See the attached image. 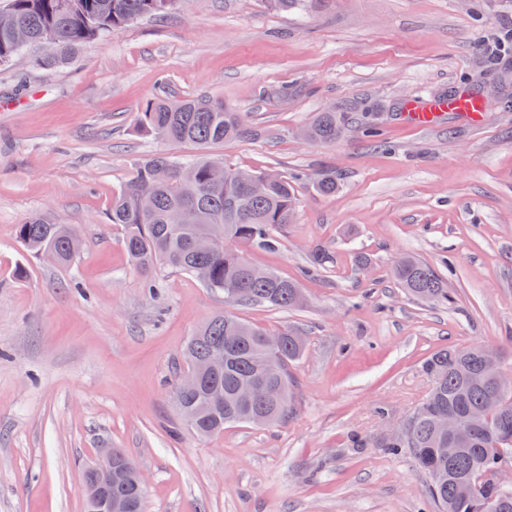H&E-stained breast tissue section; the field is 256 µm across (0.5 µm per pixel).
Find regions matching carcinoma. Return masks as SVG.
Returning a JSON list of instances; mask_svg holds the SVG:
<instances>
[{
	"instance_id": "obj_1",
	"label": "carcinoma",
	"mask_w": 512,
	"mask_h": 512,
	"mask_svg": "<svg viewBox=\"0 0 512 512\" xmlns=\"http://www.w3.org/2000/svg\"><path fill=\"white\" fill-rule=\"evenodd\" d=\"M176 0H6L0 6V66L21 49L15 33L22 30L35 45L56 35L55 56L49 66L69 62L76 50L112 34L133 21L168 13ZM274 10H310L319 0H267ZM138 130L172 143L205 147L231 139H251L258 130L241 113L219 99L200 98L148 102L135 115ZM343 133L338 112H318L302 129L314 143L336 141ZM219 159L201 155L177 159L167 153L134 163L130 178L112 199L109 221L124 230V246L143 270L158 265L196 278L203 286L237 302L279 309L303 302L297 283L268 270L260 276L245 250H273L279 236L295 223L298 198L286 175L259 192L244 178L258 181L265 172H246L224 164L221 179L212 169ZM16 236L27 250L51 253L57 265L70 266L76 256V228L42 215L17 225ZM399 286L420 301H448V285L429 265L402 257L392 268ZM280 339L279 382L270 384L245 403L240 398L260 375L266 340ZM216 344L224 346V373L202 375L198 391L179 398L189 414V428L211 437L237 423L270 425L286 421L291 410L288 364L304 352L305 342L293 331L271 333L228 313H217L191 338L184 352L188 364L203 359ZM486 368L481 347H446L434 352L422 369L431 389L416 407L400 438L383 447L389 454H408L428 479L427 493L440 512H512V485L499 484L496 474L512 462V386L468 381L464 371ZM454 411L464 424L471 414L486 411L482 423L471 427L468 442L448 454V439L437 428V414Z\"/></svg>"
}]
</instances>
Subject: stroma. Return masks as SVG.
<instances>
[{
  "label": "stroma",
  "mask_w": 512,
  "mask_h": 512,
  "mask_svg": "<svg viewBox=\"0 0 512 512\" xmlns=\"http://www.w3.org/2000/svg\"><path fill=\"white\" fill-rule=\"evenodd\" d=\"M41 54L0 68V512H84L81 466L113 448L143 473L146 512H437L411 457L377 443L427 394L436 350L489 346L512 367V0H179L66 66ZM461 88L485 101L480 121H403L405 103ZM162 97L224 100L259 135L206 154L293 176L295 224L246 256L297 280L301 307L132 265L113 197L134 162L198 153L136 132ZM334 106L346 134L303 140ZM328 175L339 189L316 193ZM35 214L79 230L70 267L17 241ZM402 256L432 266L450 303L407 296L391 275ZM224 311L307 345L285 424L200 438L174 383L187 340ZM354 433L372 447L352 450Z\"/></svg>",
  "instance_id": "1"
}]
</instances>
